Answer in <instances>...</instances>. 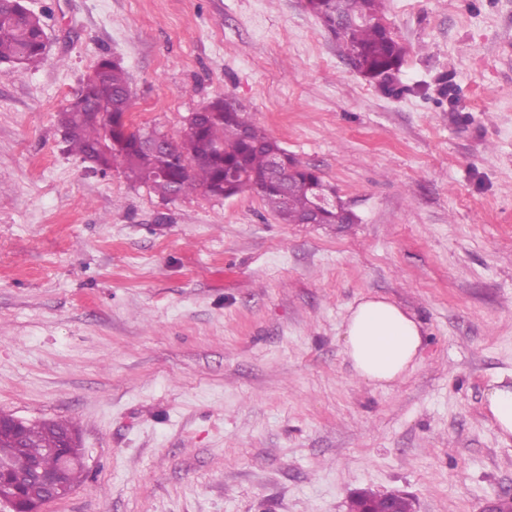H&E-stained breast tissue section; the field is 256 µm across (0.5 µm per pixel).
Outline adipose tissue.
I'll use <instances>...</instances> for the list:
<instances>
[{
  "label": "adipose tissue",
  "mask_w": 512,
  "mask_h": 512,
  "mask_svg": "<svg viewBox=\"0 0 512 512\" xmlns=\"http://www.w3.org/2000/svg\"><path fill=\"white\" fill-rule=\"evenodd\" d=\"M424 327L384 298L366 297L350 307L343 328V347L354 375L384 387L416 367Z\"/></svg>",
  "instance_id": "ef3b65f1"
}]
</instances>
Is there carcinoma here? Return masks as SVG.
<instances>
[{
    "label": "carcinoma",
    "instance_id": "cac0c4a2",
    "mask_svg": "<svg viewBox=\"0 0 512 512\" xmlns=\"http://www.w3.org/2000/svg\"><path fill=\"white\" fill-rule=\"evenodd\" d=\"M385 0H306L307 8L326 32L342 44L352 67L366 78L379 81L400 68L406 48L384 21ZM0 62L34 66L44 53L43 25L30 16L22 0L0 4ZM86 105L58 113V123L69 128L64 137L68 150L81 159L95 155L94 173L105 174L118 163L126 177L149 185L164 198L179 197L198 188L224 197L249 189L282 221L303 219L315 204L318 189L328 184L319 172L298 162L280 143L258 130L238 106L218 98L204 107L198 123L187 128L180 141L168 149L136 152L130 144L137 131H116L112 115L130 111L127 73L109 58L100 59L83 82ZM93 105L102 113L95 121L80 113ZM27 443L21 449L0 444V454L15 471H27L37 463L44 471L61 473L75 489L82 481L80 463L62 464L51 452L58 439L75 433L65 421L25 423Z\"/></svg>",
    "mask_w": 512,
    "mask_h": 512
}]
</instances>
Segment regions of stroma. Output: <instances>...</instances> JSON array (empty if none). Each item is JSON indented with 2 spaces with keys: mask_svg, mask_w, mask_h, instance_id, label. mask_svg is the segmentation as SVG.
Wrapping results in <instances>:
<instances>
[{
  "mask_svg": "<svg viewBox=\"0 0 512 512\" xmlns=\"http://www.w3.org/2000/svg\"><path fill=\"white\" fill-rule=\"evenodd\" d=\"M38 66L0 64V412L77 429L85 480L43 512H416L512 492L484 402L512 375V0H386L397 93L305 0H25ZM119 60L141 129L222 97L358 220L285 224L256 193L165 199L72 155L60 109ZM364 296L421 363L352 377Z\"/></svg>",
  "mask_w": 512,
  "mask_h": 512,
  "instance_id": "1",
  "label": "stroma"
}]
</instances>
